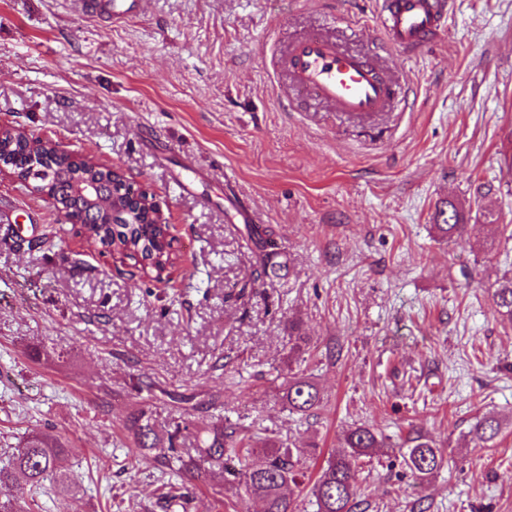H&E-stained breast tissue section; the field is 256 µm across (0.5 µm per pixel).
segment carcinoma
I'll list each match as a JSON object with an SVG mask.
<instances>
[{
    "label": "carcinoma",
    "instance_id": "obj_1",
    "mask_svg": "<svg viewBox=\"0 0 512 512\" xmlns=\"http://www.w3.org/2000/svg\"><path fill=\"white\" fill-rule=\"evenodd\" d=\"M0 160L19 179L37 181L38 189L53 199L55 210H64L67 215L90 224L101 241L113 247V254L136 264L148 263L149 270L157 276L169 274L174 266L171 260L174 238L167 224H154L144 215L139 224H129L127 219L130 190L112 172L86 165L83 159L73 154L44 153L37 164H32L29 141L8 135L0 141ZM91 176L103 184L104 200L115 202V215L109 223L93 225L94 216L87 210L86 201L73 193L76 179ZM432 229L436 237L450 242L460 236L466 227L463 206L450 198L446 207L436 209ZM252 241L259 257L248 275V282L256 284L266 279L283 278L288 274V261L280 252L269 249V235L259 227L251 229ZM494 302L502 315L512 319V278H508L494 292ZM281 399L289 412L308 416L323 404V395L310 377L303 373H291L282 385ZM504 420L490 414L480 419L471 429L472 441L485 446L502 431ZM127 428L131 434L136 463L149 457L172 468L179 476L205 482L228 472L227 461L236 468L231 471L237 486L247 496L258 500L261 512H299L296 500L287 493L289 487L300 486L304 462L317 458L316 448H269L260 462L253 461L254 446L251 440L239 436L237 424L223 415L204 434L195 435L196 455L173 457L176 441L189 431V425H176L173 432L163 436L151 423L144 408L131 414ZM414 445L403 455L405 465L415 480L427 482L444 465L443 452L433 447L422 437L413 438ZM376 433L364 424H355L343 434V449L328 457L309 488L316 512H365L358 489V474L355 461L368 456L381 447ZM5 459L0 461V486L13 485L17 493L5 500L0 498V512H43L35 498L44 480L65 468V448L47 435L33 433L25 437L21 446L4 450ZM168 506L187 509L192 500V489L184 483L168 487L164 496Z\"/></svg>",
    "mask_w": 512,
    "mask_h": 512
}]
</instances>
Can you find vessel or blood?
<instances>
[{"mask_svg":"<svg viewBox=\"0 0 512 512\" xmlns=\"http://www.w3.org/2000/svg\"><path fill=\"white\" fill-rule=\"evenodd\" d=\"M82 12L113 23L139 12L142 0H79ZM446 0H383L382 32L387 46L406 54L441 37ZM288 71L296 91L330 105L358 121H369L404 96L403 87L384 76L369 56L342 51L327 36L315 33L288 45Z\"/></svg>","mask_w":512,"mask_h":512,"instance_id":"obj_1","label":"vessel or blood"}]
</instances>
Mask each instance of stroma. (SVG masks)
Returning a JSON list of instances; mask_svg holds the SVG:
<instances>
[{
	"label": "stroma",
	"instance_id": "1",
	"mask_svg": "<svg viewBox=\"0 0 512 512\" xmlns=\"http://www.w3.org/2000/svg\"><path fill=\"white\" fill-rule=\"evenodd\" d=\"M380 4L147 0L113 25L74 0H0V127L118 167L176 227L159 283L0 173V448L64 443L44 512H163L162 467L129 466L126 419L205 428L212 409L169 396L206 392L286 445L328 453L369 425L386 445L357 462L367 512H512V426L488 448L467 437L486 412L512 417V321L493 302L512 275V0H452L445 38L381 54L411 93L373 128L282 96L290 38L378 52ZM228 177L291 267L241 299L256 255ZM451 196L470 220L448 243L431 224ZM294 317L311 338L298 357ZM292 368L325 395L305 420L274 381ZM419 434L445 455L423 484L403 461ZM188 512L259 505L214 481Z\"/></svg>",
	"mask_w": 512,
	"mask_h": 512
}]
</instances>
